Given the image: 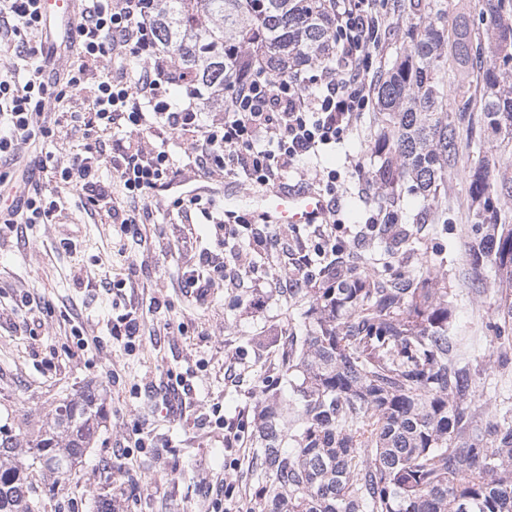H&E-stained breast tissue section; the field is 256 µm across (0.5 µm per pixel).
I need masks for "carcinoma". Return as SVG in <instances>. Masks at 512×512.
Here are the masks:
<instances>
[{"instance_id":"cac0c4a2","label":"carcinoma","mask_w":512,"mask_h":512,"mask_svg":"<svg viewBox=\"0 0 512 512\" xmlns=\"http://www.w3.org/2000/svg\"><path fill=\"white\" fill-rule=\"evenodd\" d=\"M453 0H406L399 50L375 80L384 126L374 141L379 192L420 194L432 224L448 223V174L470 158L468 264L493 302L492 349L458 334L448 271L425 258L392 277L360 257L333 264L288 297L305 329L288 337L252 419L261 487L252 512H512V416L485 381L512 365V0H483L475 27ZM156 41L203 91H229L254 66L278 77L336 48L327 0H153ZM456 82L448 97V80ZM494 271L493 283L482 271ZM104 419L85 389L35 431L0 424V512H40L59 497Z\"/></svg>"}]
</instances>
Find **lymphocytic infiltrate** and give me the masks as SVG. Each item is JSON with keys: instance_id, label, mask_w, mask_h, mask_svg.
Returning <instances> with one entry per match:
<instances>
[{"instance_id": "obj_1", "label": "lymphocytic infiltrate", "mask_w": 512, "mask_h": 512, "mask_svg": "<svg viewBox=\"0 0 512 512\" xmlns=\"http://www.w3.org/2000/svg\"><path fill=\"white\" fill-rule=\"evenodd\" d=\"M37 0H0V49L25 61L27 75L0 73V160H18L22 145L46 142L52 135L47 105L60 103L79 89L86 61L109 55L137 58L144 65L130 76L106 78L93 91L91 108L79 115L86 131L112 133V146L85 145L70 163L54 168V154L35 156L38 171L57 169L61 182L86 198L85 211L106 208L123 232L151 217L143 202L169 187L176 175L169 152L172 139L191 147V165L222 171L225 179L267 188L281 185L284 173L307 156L342 142L361 120L374 96L373 58L390 34L379 10L380 0H330L336 21V59L318 62L273 78L256 71L246 74L224 101L222 119L203 117V92L186 87L174 101L171 87L176 69L162 55L149 20L147 0H87L80 29L84 64L68 70L64 82H49L27 36L39 30ZM111 168L115 181L105 180ZM122 197H115L113 183ZM177 212L196 211L217 230L235 232L244 216L217 210L213 199L185 191L170 203ZM58 208L54 194L42 188L20 195L0 210V223L49 224Z\"/></svg>"}]
</instances>
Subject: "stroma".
Masks as SVG:
<instances>
[{"mask_svg": "<svg viewBox=\"0 0 512 512\" xmlns=\"http://www.w3.org/2000/svg\"><path fill=\"white\" fill-rule=\"evenodd\" d=\"M109 60L91 63L89 85L55 105L58 117L49 143L59 165L86 144L83 128L70 115L86 112L91 86L113 74ZM378 127L373 112L341 144L326 148L318 166L286 174L284 185H311L316 169L340 176L339 217L347 227L364 224L370 214L386 210V199H360L351 179L355 164L374 170L371 147ZM455 194L448 201V221L429 225L397 248L380 239L358 236L354 253L371 252L388 272H413L421 259L443 261L454 307V324L472 337L478 351L490 347V307L470 303L474 275L467 262L470 246L463 172L451 176ZM54 223L24 226L22 232L0 227V419L23 427L41 426L62 399L90 388L98 392L107 415L95 448L79 465L80 482L68 499L48 502L46 512H97L99 500L113 498L115 512H250L252 481L242 483L237 500L217 506L214 488L226 468L249 473L254 450L245 436L244 450L227 449L224 432L200 424L198 405L218 406L233 418L254 410L262 381L277 364L278 349L295 323L292 302L277 284L292 273L291 259L310 245L313 226L252 225L223 234L211 224H195L169 213L160 196L147 202L154 214L140 234H121L107 212L87 214L79 191L60 185ZM286 233L284 255L255 250L256 234ZM245 271L244 285L212 289L202 300L183 289L184 274L198 266L202 253ZM137 278L127 281L128 267ZM30 295L45 300L44 309L25 307ZM263 299L262 308L254 300ZM158 309H150L151 301ZM143 309L141 338L135 350L110 335L122 309ZM81 327L87 347L71 334ZM235 371L236 382L224 378ZM181 373L193 386L190 406L170 407L164 399L167 372ZM157 441L156 453L118 457L136 433Z\"/></svg>", "mask_w": 512, "mask_h": 512, "instance_id": "1", "label": "stroma"}]
</instances>
